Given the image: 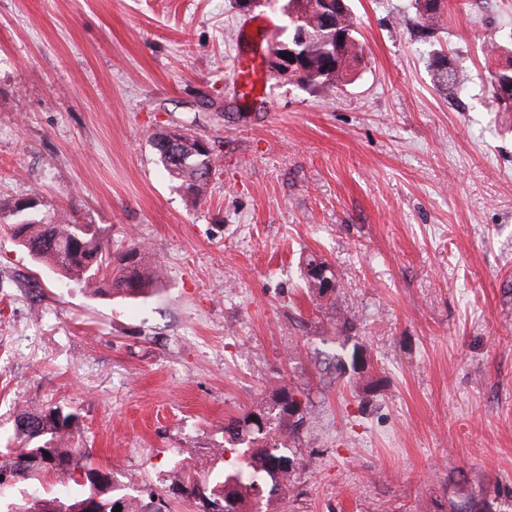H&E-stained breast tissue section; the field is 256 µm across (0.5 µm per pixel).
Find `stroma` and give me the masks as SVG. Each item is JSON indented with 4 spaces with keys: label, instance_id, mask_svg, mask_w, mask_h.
<instances>
[{
    "label": "stroma",
    "instance_id": "stroma-1",
    "mask_svg": "<svg viewBox=\"0 0 512 512\" xmlns=\"http://www.w3.org/2000/svg\"><path fill=\"white\" fill-rule=\"evenodd\" d=\"M349 85L265 73L242 96V22L262 58L279 9L237 0H0V448L55 405L72 445L134 495L175 462L203 477L228 419L291 384L309 397L288 499L261 512H512V112L481 95L512 0L450 4L436 35L470 76L434 85L410 0H351ZM215 149L198 204L154 132ZM76 213L113 252L164 269L137 299L64 286L11 238ZM327 262L335 304L308 293ZM355 316L363 376L337 375L333 309ZM189 448L192 458H180Z\"/></svg>",
    "mask_w": 512,
    "mask_h": 512
}]
</instances>
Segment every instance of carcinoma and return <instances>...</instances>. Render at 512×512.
Wrapping results in <instances>:
<instances>
[{"label":"carcinoma","mask_w":512,"mask_h":512,"mask_svg":"<svg viewBox=\"0 0 512 512\" xmlns=\"http://www.w3.org/2000/svg\"><path fill=\"white\" fill-rule=\"evenodd\" d=\"M286 40H297V32L304 28L314 32L322 27V10H328L334 35L318 42L308 41L299 46L300 54L308 62V72L299 81L312 87L347 85L362 60V49L357 39L356 23L349 0H288ZM415 27L422 36H430L440 26L444 12L436 0H414ZM345 35L339 39L338 35ZM490 51L508 53V66L490 74L491 103L499 110H512V93H504L505 82L512 81V31L494 30L489 35ZM433 77L439 87L448 91L466 88L469 79L460 69L448 64L446 55L434 51ZM177 148L183 162L174 165L165 155L162 145L155 149L158 159L169 176L192 195L191 204L201 198L204 184L199 182L202 171L212 172L213 153L198 149L199 138L181 132ZM16 216L12 223L14 237L34 261L47 267L67 283L85 288L92 293L115 290L128 296H144L157 286L163 276L160 265L151 263L144 248L133 242L124 251L112 253L109 242L97 224H80L59 218L45 222L25 215L24 208L12 209ZM353 318L336 314V339L343 349L351 348L350 356L337 354L336 371L344 373L345 360L356 358L362 346L352 342L349 332ZM294 389L280 388L273 405L260 406L241 417L229 420L224 432L236 444L248 435L247 448L242 451L245 460L232 470L213 466L206 476L196 482L181 478V469L172 468L168 491L194 501L198 512H243L246 499L267 492L288 494L294 471V459L288 455V443L300 438L307 414L306 408L297 410L288 406ZM274 417V429L280 439L271 444L268 432L249 421L260 417ZM74 415L56 406L21 414L16 422L18 448L0 459V476L7 474L13 484H0V512H113L118 503L121 512H170L168 495L148 494V510L141 509L142 500L115 486L112 471L94 464L86 448H65ZM70 476V481L59 493L45 491L42 478L48 475Z\"/></svg>","instance_id":"carcinoma-1"}]
</instances>
